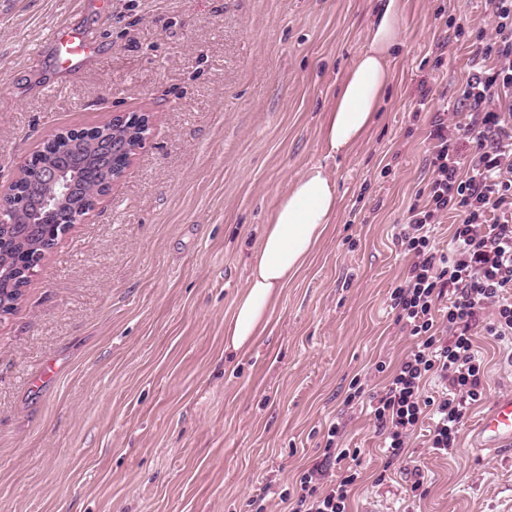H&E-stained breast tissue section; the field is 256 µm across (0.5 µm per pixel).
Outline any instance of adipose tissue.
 Masks as SVG:
<instances>
[{
	"label": "adipose tissue",
	"instance_id": "ef3b65f1",
	"mask_svg": "<svg viewBox=\"0 0 512 512\" xmlns=\"http://www.w3.org/2000/svg\"><path fill=\"white\" fill-rule=\"evenodd\" d=\"M403 0H382L365 47L347 70L322 137L327 154L349 153L365 137L391 81L390 58L399 44ZM336 182L321 165L307 168L279 198L251 258L245 290L224 327V348L247 350L267 322L270 306L306 264L336 213Z\"/></svg>",
	"mask_w": 512,
	"mask_h": 512
}]
</instances>
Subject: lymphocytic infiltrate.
I'll return each instance as SVG.
<instances>
[{
    "mask_svg": "<svg viewBox=\"0 0 512 512\" xmlns=\"http://www.w3.org/2000/svg\"><path fill=\"white\" fill-rule=\"evenodd\" d=\"M477 40L458 106L432 124L424 203L397 237L411 265L390 306L414 344L394 368L378 364L379 391L355 383L345 399L367 403L390 465L425 421L429 451L451 454L465 415L484 398L477 332L512 345V0H494L491 28ZM449 214L458 222L443 250L437 228ZM433 377L441 389L429 396ZM344 428L343 420L330 423L321 460L299 473L294 493H281L289 512H347L360 472L356 450L342 445ZM339 462L343 472L329 477Z\"/></svg>",
    "mask_w": 512,
    "mask_h": 512,
    "instance_id": "obj_1",
    "label": "lymphocytic infiltrate"
}]
</instances>
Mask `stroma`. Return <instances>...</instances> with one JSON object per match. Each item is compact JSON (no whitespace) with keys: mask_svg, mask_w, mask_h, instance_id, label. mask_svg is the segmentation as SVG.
<instances>
[{"mask_svg":"<svg viewBox=\"0 0 512 512\" xmlns=\"http://www.w3.org/2000/svg\"><path fill=\"white\" fill-rule=\"evenodd\" d=\"M377 0H0V186L42 140L112 113L154 129L123 179L45 255L0 319V512H251L318 457L352 380L378 389L414 339L389 295L395 233L431 176L429 131L456 97L490 0H405L392 79L365 139L321 137ZM95 31L72 73L47 42ZM429 109L415 113L420 89ZM327 167L325 237L244 352L224 325L278 198ZM485 398L452 455L417 429L389 478L377 429L348 412L362 480L349 512H512V447L478 449V416L512 361L478 338ZM422 482L424 496L412 485Z\"/></svg>","mask_w":512,"mask_h":512,"instance_id":"obj_1","label":"stroma"}]
</instances>
